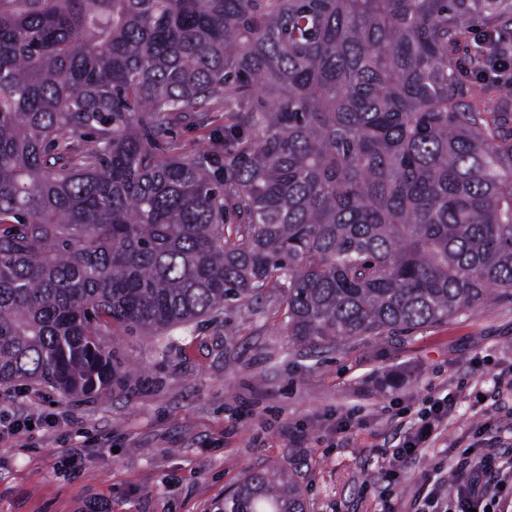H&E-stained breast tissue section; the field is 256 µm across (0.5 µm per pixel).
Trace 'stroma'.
Returning <instances> with one entry per match:
<instances>
[{"label":"stroma","instance_id":"stroma-1","mask_svg":"<svg viewBox=\"0 0 512 512\" xmlns=\"http://www.w3.org/2000/svg\"><path fill=\"white\" fill-rule=\"evenodd\" d=\"M279 319L265 299L159 335L103 336L124 384L101 400L0 386L1 419L56 421L0 443V512H70L95 497L110 512H207L269 465L293 471L309 512H377L383 497L409 512L435 464L452 462L451 444L482 429L512 440V419L492 399L496 375L512 367L511 294L340 349L289 342ZM448 394L441 436L403 480L387 482L381 449L403 439L428 399ZM351 415L358 425L337 432Z\"/></svg>","mask_w":512,"mask_h":512}]
</instances>
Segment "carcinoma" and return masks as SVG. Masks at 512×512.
I'll return each mask as SVG.
<instances>
[{"label":"carcinoma","instance_id":"obj_1","mask_svg":"<svg viewBox=\"0 0 512 512\" xmlns=\"http://www.w3.org/2000/svg\"><path fill=\"white\" fill-rule=\"evenodd\" d=\"M512 0H0V385H121L99 336L274 298L319 349L512 293V129L459 88ZM224 110V141L172 151ZM211 512H308L252 469Z\"/></svg>","mask_w":512,"mask_h":512}]
</instances>
